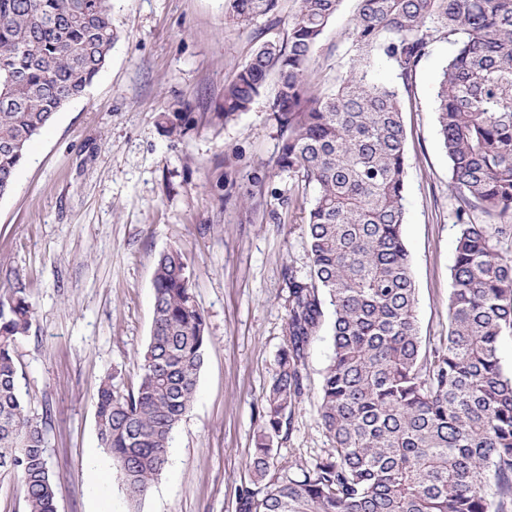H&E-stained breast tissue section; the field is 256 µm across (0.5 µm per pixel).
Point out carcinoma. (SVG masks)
Wrapping results in <instances>:
<instances>
[{"label":"carcinoma","instance_id":"1","mask_svg":"<svg viewBox=\"0 0 512 512\" xmlns=\"http://www.w3.org/2000/svg\"><path fill=\"white\" fill-rule=\"evenodd\" d=\"M279 0H225L238 26ZM288 42L261 44L224 85L228 118L246 112L276 69L271 112L282 133L277 165L315 187L304 216L311 255L290 279L289 345L268 389L250 466L263 486L239 512H509L512 508V371L499 340L512 334V0H357L348 33L353 63L322 92L314 49L342 0H298ZM452 54L435 90L436 122L457 201L448 294V344L423 353L416 288L402 225L406 131L403 93L433 42ZM117 33L110 0H0V197L30 141L105 66ZM396 72L371 74L375 55ZM181 249L158 256L153 323L137 387L101 382L96 425L129 498L137 502L168 463L190 410L208 347L206 317ZM333 354L318 416L333 448L299 474L266 480L283 418L302 394L305 351L324 306ZM32 312L18 281L0 296V475L17 477L27 512H56L43 422L20 390L18 341Z\"/></svg>","mask_w":512,"mask_h":512}]
</instances>
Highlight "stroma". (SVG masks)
Segmentation results:
<instances>
[{"instance_id": "35a3bbf8", "label": "stroma", "mask_w": 512, "mask_h": 512, "mask_svg": "<svg viewBox=\"0 0 512 512\" xmlns=\"http://www.w3.org/2000/svg\"><path fill=\"white\" fill-rule=\"evenodd\" d=\"M119 34L86 92L29 145L0 197V294L26 285L33 317L17 344L22 393L47 420L56 512H238L266 393L288 344L289 278L311 265L301 211L314 195L280 171L269 75L249 111L218 122L224 86L269 40L286 41L296 0L246 27L225 0H110ZM355 0L342 3L310 62L326 91L351 65ZM452 47L435 42L403 114L407 175L403 237L427 352L448 336L457 228L434 94ZM181 113L187 132L168 134ZM181 248L207 323L205 362L163 473L132 503L101 448L95 396L102 380L135 389L153 321L159 254ZM333 351L330 320L306 348L303 393L274 444L277 466L312 467L332 442L318 417ZM107 471V485L96 474Z\"/></svg>"}]
</instances>
